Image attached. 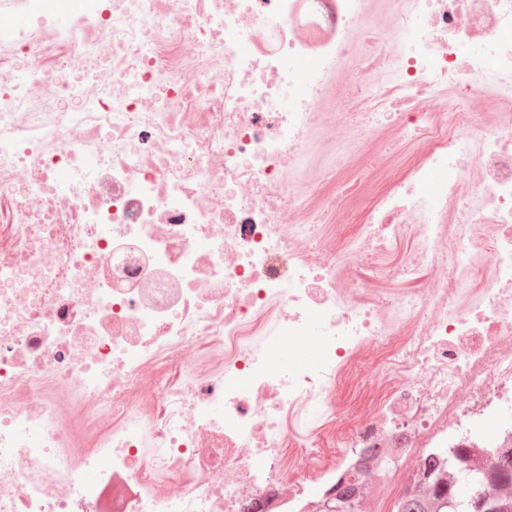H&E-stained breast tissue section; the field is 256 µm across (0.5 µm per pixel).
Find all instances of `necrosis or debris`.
Listing matches in <instances>:
<instances>
[{
  "label": "necrosis or debris",
  "mask_w": 512,
  "mask_h": 512,
  "mask_svg": "<svg viewBox=\"0 0 512 512\" xmlns=\"http://www.w3.org/2000/svg\"><path fill=\"white\" fill-rule=\"evenodd\" d=\"M367 14L0 0V512H319L512 451V0ZM348 141L409 165L342 246L369 188L308 172ZM369 395L360 386L347 387L343 385L337 392L339 410L345 415H351L369 404ZM360 474L353 475L354 480H347L349 484V488L346 490V493L343 495L344 498L342 500H336V502H332L330 504L333 507L334 511L328 512H336V508H338L337 512H365L364 507L361 506L359 501V491L357 483L360 479ZM328 507L329 504H327Z\"/></svg>",
  "instance_id": "necrosis-or-debris-1"
}]
</instances>
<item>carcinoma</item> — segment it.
<instances>
[{
    "instance_id": "carcinoma-1",
    "label": "carcinoma",
    "mask_w": 512,
    "mask_h": 512,
    "mask_svg": "<svg viewBox=\"0 0 512 512\" xmlns=\"http://www.w3.org/2000/svg\"><path fill=\"white\" fill-rule=\"evenodd\" d=\"M448 463L465 473L469 472L465 450L462 448H457L452 453L445 449L438 457H426L422 466L423 486L419 490H406L400 493L394 502L392 512H448V495L460 492L459 487L442 478V472ZM490 472L495 474L491 481L485 480L486 472L475 473V476L483 479L480 491L484 493L488 505H512V456L500 458ZM359 479L360 476L356 475L354 479L348 481L349 488L344 498L331 503V507L337 509V512H365L359 501Z\"/></svg>"
}]
</instances>
